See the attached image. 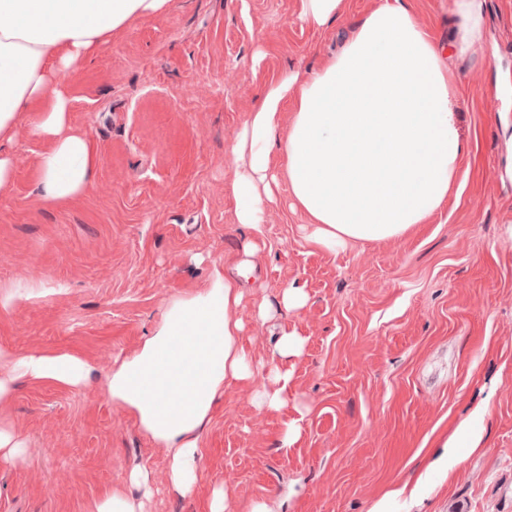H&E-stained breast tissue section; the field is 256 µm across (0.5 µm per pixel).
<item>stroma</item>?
I'll return each mask as SVG.
<instances>
[{"label":"stroma","mask_w":512,"mask_h":512,"mask_svg":"<svg viewBox=\"0 0 512 512\" xmlns=\"http://www.w3.org/2000/svg\"><path fill=\"white\" fill-rule=\"evenodd\" d=\"M378 0H346L325 27L297 0H166L73 72L68 125L85 134L95 182L62 205L34 192L51 146L24 113L0 191V350L73 354L93 369L71 387L19 382L0 403L24 457L0 460V512H92L145 467L146 512H512V0H484L485 41L453 60L467 150L443 208L404 235L327 250L287 182L265 202L263 247L234 316L241 344L291 373L283 405L263 375L224 386L202 432L189 496L169 457L103 384L152 335L169 304L236 273L250 232L232 192L233 148L266 84L319 67ZM305 301L282 306L286 288ZM270 315L260 319L259 308ZM302 341L279 362L281 330ZM477 450L430 469L462 423ZM298 426L292 440L284 435Z\"/></svg>","instance_id":"stroma-1"}]
</instances>
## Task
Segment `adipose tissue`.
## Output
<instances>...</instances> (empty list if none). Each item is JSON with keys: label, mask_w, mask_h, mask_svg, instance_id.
<instances>
[{"label": "adipose tissue", "mask_w": 512, "mask_h": 512, "mask_svg": "<svg viewBox=\"0 0 512 512\" xmlns=\"http://www.w3.org/2000/svg\"><path fill=\"white\" fill-rule=\"evenodd\" d=\"M166 0H0V143L12 142L23 112L39 106L40 135L52 146L38 159L43 201L62 203L93 184L95 157L85 134L67 125L65 81L132 21L159 13ZM449 47L436 44L406 0H380L356 24L340 52L308 73L269 83L235 146L246 157L233 191L239 224L262 235L265 197L278 176L270 153L286 159L294 203L311 240L333 248L403 235L440 210L456 183L465 142L452 112L457 99L448 54L463 57L484 41L482 0H449ZM295 109L281 125L286 102ZM241 281L214 271L209 288L175 300L155 333L104 377L112 403L132 413L169 453L168 482L189 495L197 481L200 436L226 382L261 372L239 343ZM0 401L16 378L78 385L91 376L69 353L0 351Z\"/></svg>", "instance_id": "ef3b65f1"}]
</instances>
